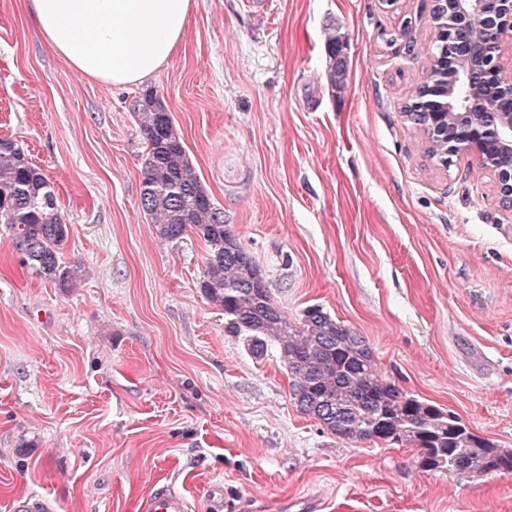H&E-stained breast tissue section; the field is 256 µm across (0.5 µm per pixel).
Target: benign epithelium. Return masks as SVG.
I'll use <instances>...</instances> for the list:
<instances>
[{
  "label": "benign epithelium",
  "instance_id": "benign-epithelium-1",
  "mask_svg": "<svg viewBox=\"0 0 512 512\" xmlns=\"http://www.w3.org/2000/svg\"><path fill=\"white\" fill-rule=\"evenodd\" d=\"M445 3L448 8L441 18V26L458 53L463 55L468 51L471 37L490 35L486 72L506 104H511L512 75L502 71L495 60V52L502 36L512 31V0H445ZM445 106L448 109V156L466 151L481 155L491 148L512 156V113L507 120L490 126L476 120L471 112H455L449 101ZM488 171L495 179L503 207L512 211V164L490 166Z\"/></svg>",
  "mask_w": 512,
  "mask_h": 512
}]
</instances>
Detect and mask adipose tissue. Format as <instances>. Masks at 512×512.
I'll return each instance as SVG.
<instances>
[{"instance_id": "adipose-tissue-1", "label": "adipose tissue", "mask_w": 512, "mask_h": 512, "mask_svg": "<svg viewBox=\"0 0 512 512\" xmlns=\"http://www.w3.org/2000/svg\"><path fill=\"white\" fill-rule=\"evenodd\" d=\"M43 40L115 86L154 75L182 42L193 0H28Z\"/></svg>"}]
</instances>
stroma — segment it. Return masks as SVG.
I'll use <instances>...</instances> for the list:
<instances>
[{
  "label": "stroma",
  "instance_id": "35a3bbf8",
  "mask_svg": "<svg viewBox=\"0 0 512 512\" xmlns=\"http://www.w3.org/2000/svg\"><path fill=\"white\" fill-rule=\"evenodd\" d=\"M431 0H195L141 85L75 71L24 0H0V136L54 183L72 288L20 265L0 226V512H140L171 480L206 512H512V472H422L420 452L337 437L289 397L199 287L208 248L140 206L157 92L224 222L291 321L319 305L381 372L512 448V212L476 155L442 166L403 107L428 76ZM347 78L325 75L329 29Z\"/></svg>",
  "mask_w": 512,
  "mask_h": 512
}]
</instances>
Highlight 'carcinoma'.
<instances>
[{"label":"carcinoma","instance_id":"1","mask_svg":"<svg viewBox=\"0 0 512 512\" xmlns=\"http://www.w3.org/2000/svg\"><path fill=\"white\" fill-rule=\"evenodd\" d=\"M338 47L336 35L329 36L327 76L333 87L347 73L344 61L337 59ZM455 67L457 61L445 56L419 84L430 100L427 111L438 110ZM471 73L472 85L458 89L459 103L468 106L478 98L485 118L499 119L500 99L475 88L480 74L475 67ZM132 113L148 142L139 168L142 210L162 239L177 241L192 232L210 247L199 288L224 310L226 331L245 337L254 356L277 347L288 371L291 400L301 414L345 440L379 439L417 448L425 472L482 476L512 457L511 448L474 434L454 413L404 394L382 375L363 337L323 307L311 306L300 322H291L273 301L253 257L224 224V212L202 185L182 133L160 98L146 93L134 101ZM447 142L443 124L428 135L429 155L445 165ZM0 224L12 233L21 264L38 277L63 288L83 277L81 266L61 263L70 225L53 184L10 138H0Z\"/></svg>","mask_w":512,"mask_h":512}]
</instances>
